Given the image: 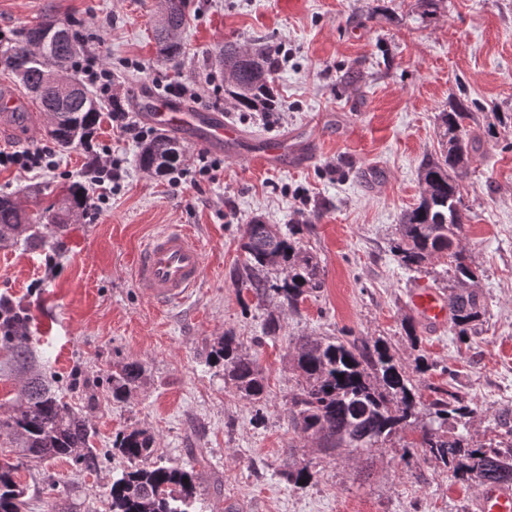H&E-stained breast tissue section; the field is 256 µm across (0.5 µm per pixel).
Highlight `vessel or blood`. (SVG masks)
<instances>
[{"label": "vessel or blood", "instance_id": "vessel-or-blood-1", "mask_svg": "<svg viewBox=\"0 0 512 512\" xmlns=\"http://www.w3.org/2000/svg\"><path fill=\"white\" fill-rule=\"evenodd\" d=\"M138 117L166 129L170 136L187 140L213 152L236 154L243 134L228 123L223 113L185 104L173 95H152L140 104ZM298 152L287 138H266L255 158L265 167L285 168L296 164ZM204 275L200 242L186 228L168 226L150 236L134 264L135 280L147 299L174 307L187 302L201 286ZM412 304L416 315L439 327L448 320L446 299L430 288H415ZM477 512H512V486L488 482L475 498Z\"/></svg>", "mask_w": 512, "mask_h": 512}]
</instances>
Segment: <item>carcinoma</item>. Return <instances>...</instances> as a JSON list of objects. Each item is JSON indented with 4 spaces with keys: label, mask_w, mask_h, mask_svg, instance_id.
<instances>
[{
    "label": "carcinoma",
    "mask_w": 512,
    "mask_h": 512,
    "mask_svg": "<svg viewBox=\"0 0 512 512\" xmlns=\"http://www.w3.org/2000/svg\"><path fill=\"white\" fill-rule=\"evenodd\" d=\"M186 0H165L154 28L160 57L172 64L184 54L181 31L186 21ZM25 45L0 51V65L15 75L40 103L47 117V134L61 151L82 145L100 124L104 104L85 85L75 68L76 57L88 36L76 25L46 20L24 31ZM216 62L224 72V97L235 108L267 112L279 107L272 88L274 65L263 49H248L234 42L218 48ZM73 79L80 90L62 95L60 86ZM439 119L448 145L420 165L422 200L405 211L398 224L391 251L408 269L433 259L447 258L449 265V329L463 340L477 335L487 314L484 296L476 288L479 276L460 248L458 234L465 224L461 181L467 175L477 141L472 135L473 112L460 98ZM182 149L160 134L139 151L136 163L149 173H161L177 165ZM84 208V190H67L57 210L41 214L61 233L73 213ZM32 217L11 198L0 197V241L15 236ZM300 225L281 233L275 225L253 220L244 225L243 264L235 268L237 287L251 292L257 302L272 297L279 307L298 311L300 301L321 291L324 273L298 235ZM0 324V354L25 368L35 360L29 319L14 304L4 306ZM294 369L297 389L292 394V427L301 439L315 441L325 452L348 448L361 453L383 444L407 429L419 431L411 448L452 469L461 480L512 485V409L496 421L502 441L475 446L467 437L476 410L454 391L443 390L431 402L433 416L418 425L420 396L413 377L431 367L418 354L408 363L379 340H343L301 336L296 340ZM214 365L239 397L260 406L267 396V378L255 360L239 352L228 332L212 354ZM143 367L136 361L113 366L112 400L123 401L139 386ZM16 461L0 458V512H25V487L17 480L22 462L66 458L92 469L97 453L93 432L86 420L70 411L53 388V377L41 374L30 382L14 414L0 420ZM114 448L127 462L109 489L110 512H195L198 477L194 470L155 459V439L142 430L121 432ZM314 477L311 463L304 462L286 481L300 487Z\"/></svg>",
    "instance_id": "obj_1"
}]
</instances>
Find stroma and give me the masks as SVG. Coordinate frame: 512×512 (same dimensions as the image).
<instances>
[{
    "label": "stroma",
    "instance_id": "1",
    "mask_svg": "<svg viewBox=\"0 0 512 512\" xmlns=\"http://www.w3.org/2000/svg\"><path fill=\"white\" fill-rule=\"evenodd\" d=\"M160 12V0H0V44L23 46L24 29L48 15L79 24L90 37L88 59L112 73L110 89L98 93L103 102L131 107L161 74L199 84L194 106L220 110L247 132L314 143L319 154L285 170L223 156L202 177L194 168L206 151L187 144L180 165L189 174L175 189L137 166L139 143L105 118L90 147L57 152L54 171L0 168V195L37 213L85 183L93 159L121 162L105 201L64 233L42 227L49 246L0 244V297L27 310L36 371L56 374L58 396L87 419L98 451L92 470L66 459L21 469L27 512H110L112 479L125 466L112 443L133 429L154 437L162 460L194 468L197 512H471L478 482L405 457L413 432L360 458L344 448L328 454L294 432L289 400L295 339L348 336L383 339L406 359L425 355L433 368L414 379L420 413L435 389L453 388L478 410L471 443L494 438V415L512 407V127L482 136L462 182L468 219L460 242L481 271L482 333L462 342L446 329L424 332L412 345L402 329L414 314L412 291L445 265L435 259L409 270L391 250L401 214L420 200V163L440 148L437 116L449 100L467 96L484 126L512 113V0H439L430 15L420 0H187L186 54L176 69L157 57ZM229 40L285 48L288 60L274 74L277 120L225 100L210 56ZM2 91L25 98L37 115L25 128L0 117L9 150L46 144L38 103L0 70ZM255 218L283 230L301 225L303 245L320 261L325 285L298 312L257 303L231 278L244 260L243 226ZM172 224L200 241L204 278L189 302L162 308L140 294L133 267L144 239ZM271 314L281 330L264 342ZM228 331L268 379L262 420L211 363ZM120 361L139 362L145 373L118 403L109 376ZM305 461L316 477L293 489L284 474Z\"/></svg>",
    "mask_w": 512,
    "mask_h": 512
}]
</instances>
